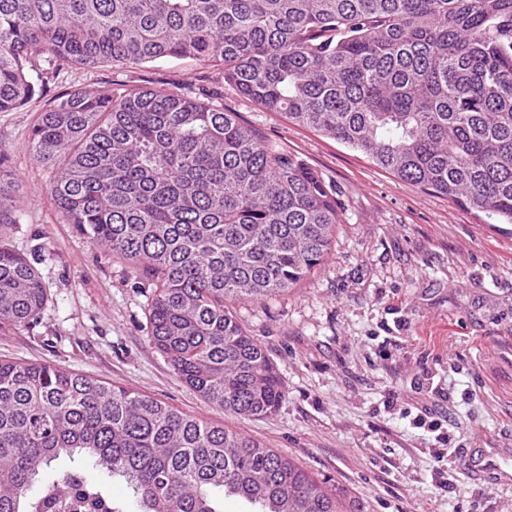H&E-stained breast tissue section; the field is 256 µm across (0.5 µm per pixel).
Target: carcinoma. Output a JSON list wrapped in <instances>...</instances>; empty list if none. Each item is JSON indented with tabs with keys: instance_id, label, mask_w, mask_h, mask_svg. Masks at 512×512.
Segmentation results:
<instances>
[{
	"instance_id": "obj_1",
	"label": "carcinoma",
	"mask_w": 512,
	"mask_h": 512,
	"mask_svg": "<svg viewBox=\"0 0 512 512\" xmlns=\"http://www.w3.org/2000/svg\"><path fill=\"white\" fill-rule=\"evenodd\" d=\"M189 57L267 112L401 180L512 224V0H0V112L70 67ZM53 199L143 272L149 335L179 378L239 416L284 399L228 309L284 294L335 240V192L233 112L176 90L78 88L31 130ZM0 162V237L16 223ZM38 270L0 242V325L38 319ZM59 475L34 479L52 462ZM340 512L332 489L255 439L54 364L0 360V512Z\"/></svg>"
}]
</instances>
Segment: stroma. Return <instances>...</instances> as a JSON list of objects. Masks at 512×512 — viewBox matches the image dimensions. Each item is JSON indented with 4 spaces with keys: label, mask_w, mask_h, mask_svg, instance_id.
I'll return each instance as SVG.
<instances>
[{
    "label": "stroma",
    "mask_w": 512,
    "mask_h": 512,
    "mask_svg": "<svg viewBox=\"0 0 512 512\" xmlns=\"http://www.w3.org/2000/svg\"><path fill=\"white\" fill-rule=\"evenodd\" d=\"M115 83L207 88L336 193L324 263L288 295L231 306L279 368L275 415L225 414L183 383L148 335L147 276L65 223L53 200L30 148L36 117L56 96ZM0 150L19 180L17 223L0 239L48 292L37 322L0 326V359L52 363L254 438L361 512H512V484H477L466 471L481 448L512 469V224L265 111L189 58L65 69L0 112Z\"/></svg>",
    "instance_id": "35a3bbf8"
}]
</instances>
